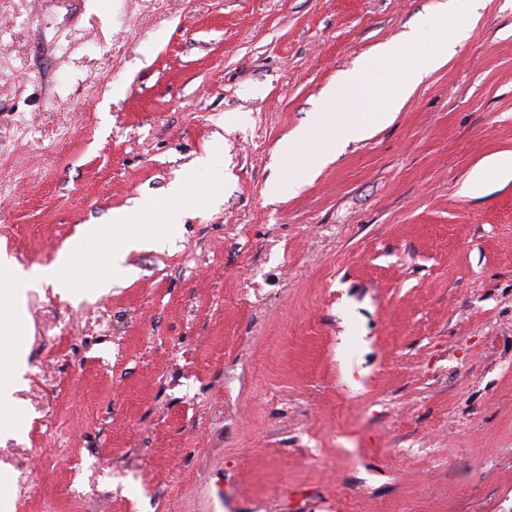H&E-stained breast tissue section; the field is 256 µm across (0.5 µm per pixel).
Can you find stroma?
Masks as SVG:
<instances>
[{
    "mask_svg": "<svg viewBox=\"0 0 512 512\" xmlns=\"http://www.w3.org/2000/svg\"><path fill=\"white\" fill-rule=\"evenodd\" d=\"M448 0H0V255L217 161L107 293L17 301L0 512H512V0L294 194L280 143ZM489 171H493L502 181L512 180V153H499L486 158L484 163L472 172L467 192L470 194L482 192Z\"/></svg>",
    "mask_w": 512,
    "mask_h": 512,
    "instance_id": "1",
    "label": "stroma"
}]
</instances>
